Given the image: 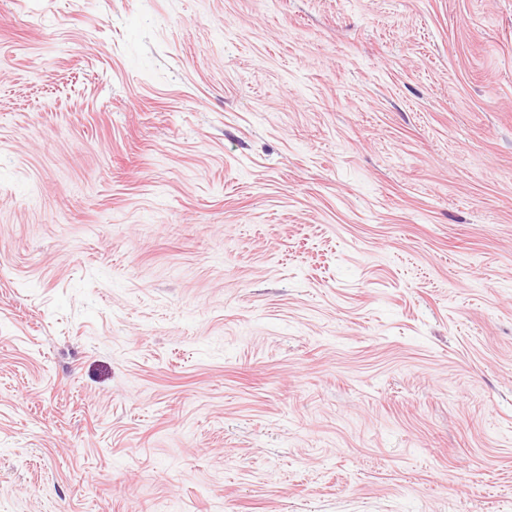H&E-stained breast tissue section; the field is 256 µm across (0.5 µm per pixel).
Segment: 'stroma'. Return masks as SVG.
<instances>
[{
  "instance_id": "stroma-1",
  "label": "stroma",
  "mask_w": 512,
  "mask_h": 512,
  "mask_svg": "<svg viewBox=\"0 0 512 512\" xmlns=\"http://www.w3.org/2000/svg\"><path fill=\"white\" fill-rule=\"evenodd\" d=\"M0 512H512V0H0Z\"/></svg>"
}]
</instances>
